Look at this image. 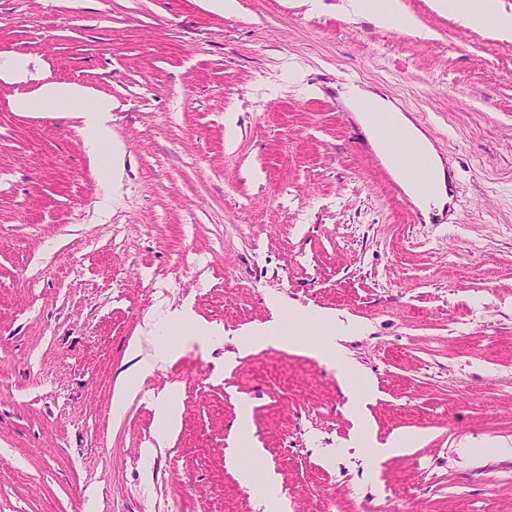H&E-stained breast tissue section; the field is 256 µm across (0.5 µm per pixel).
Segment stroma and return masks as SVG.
<instances>
[{"label": "stroma", "instance_id": "1", "mask_svg": "<svg viewBox=\"0 0 512 512\" xmlns=\"http://www.w3.org/2000/svg\"><path fill=\"white\" fill-rule=\"evenodd\" d=\"M0 0V61L112 99L121 179L73 112L0 82V512H264L225 450L248 402L282 512H512V41L402 0L416 28L299 0ZM366 84L423 124L454 192L415 221L337 99ZM234 114V127L224 123ZM187 308L220 328L146 377L127 349ZM295 309L352 321L381 461L335 367L237 339ZM177 387L158 443L153 402ZM180 344L163 341L149 356H141L138 345L129 347L130 366L121 374L115 394L112 398V412L119 414L129 401L134 399L140 391L142 380L151 374L159 360L176 359L180 355ZM157 418L161 424L162 436L158 437V443H163L166 436L179 430L181 425V409L177 401L176 388H170L160 399L157 406ZM358 418L357 436L361 447L365 448L370 457H378L380 455L405 454L415 445L417 437L412 435H398L391 438L386 448H376L374 441L368 437L369 426L360 416L359 411L355 412Z\"/></svg>", "mask_w": 512, "mask_h": 512}]
</instances>
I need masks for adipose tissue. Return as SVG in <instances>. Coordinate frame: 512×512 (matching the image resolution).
Masks as SVG:
<instances>
[{"instance_id": "adipose-tissue-1", "label": "adipose tissue", "mask_w": 512, "mask_h": 512, "mask_svg": "<svg viewBox=\"0 0 512 512\" xmlns=\"http://www.w3.org/2000/svg\"><path fill=\"white\" fill-rule=\"evenodd\" d=\"M438 12L446 13L463 21L472 28L490 27L505 38H512V13L502 9L500 0H433ZM27 57L20 56L0 63V80L10 84L33 83L31 91L15 95L9 106L15 112H62L80 113L83 120V136L94 154L106 157V169L118 172L121 160V146L112 136V101L99 95L94 89L73 82L49 81L33 73ZM341 98L351 112L353 119L368 136L373 150L380 157H387L386 146L374 135L371 125V111L394 112L390 101L369 89L356 84L346 86ZM396 121L407 135L416 141L431 159L435 185V204L443 206L447 200V173L444 163L426 135L403 113L394 112ZM316 325L318 336L313 342H306L297 334L298 326ZM354 327L322 315L313 310H296L284 320L272 323L262 330L242 336L240 348L273 345L284 349L297 348L321 361L336 364L339 380L344 389H351L360 377L357 367L345 355L344 341ZM180 354L178 343L161 342L152 355H142L138 346L129 348V366L122 373L112 398L113 413H120L129 401L140 391L142 380L151 374L158 361L177 358Z\"/></svg>"}]
</instances>
